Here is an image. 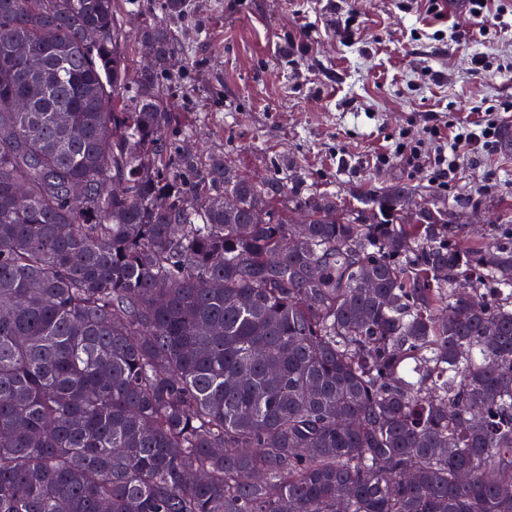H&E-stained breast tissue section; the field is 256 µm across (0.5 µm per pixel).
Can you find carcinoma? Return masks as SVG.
<instances>
[{"instance_id":"cac0c4a2","label":"carcinoma","mask_w":512,"mask_h":512,"mask_svg":"<svg viewBox=\"0 0 512 512\" xmlns=\"http://www.w3.org/2000/svg\"><path fill=\"white\" fill-rule=\"evenodd\" d=\"M120 18L0 0V512H512V232L184 148Z\"/></svg>"}]
</instances>
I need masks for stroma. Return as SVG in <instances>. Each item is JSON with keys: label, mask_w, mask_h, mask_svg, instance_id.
Here are the masks:
<instances>
[{"label": "stroma", "mask_w": 512, "mask_h": 512, "mask_svg": "<svg viewBox=\"0 0 512 512\" xmlns=\"http://www.w3.org/2000/svg\"><path fill=\"white\" fill-rule=\"evenodd\" d=\"M193 2L170 88L191 146L223 152L257 182L277 171L348 206L396 185L449 201L463 246L512 227V144L461 155L447 190L429 161L411 167L397 153L405 133L431 156L447 150L452 124H512V112L487 111L512 99V0H490L502 15L483 24L466 11L436 17L427 0ZM350 13L359 31L346 41L337 31ZM477 53L492 69L473 70Z\"/></svg>", "instance_id": "1"}]
</instances>
